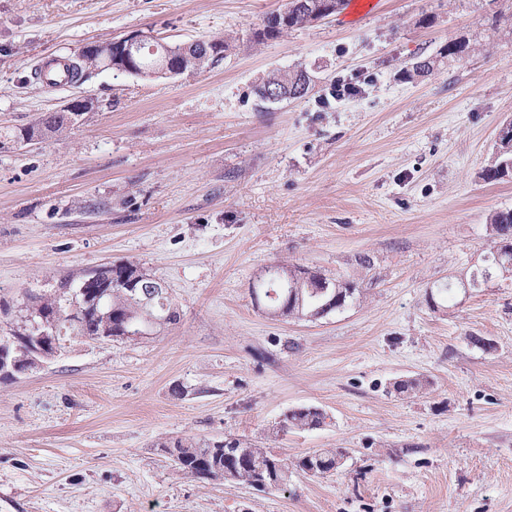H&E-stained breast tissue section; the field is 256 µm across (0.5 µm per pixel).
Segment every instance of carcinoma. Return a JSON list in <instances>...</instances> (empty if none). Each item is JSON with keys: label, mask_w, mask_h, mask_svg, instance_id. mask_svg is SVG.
<instances>
[{"label": "carcinoma", "mask_w": 512, "mask_h": 512, "mask_svg": "<svg viewBox=\"0 0 512 512\" xmlns=\"http://www.w3.org/2000/svg\"><path fill=\"white\" fill-rule=\"evenodd\" d=\"M326 0H288V15L255 32L259 41L276 39L283 32L304 27L317 21L316 6ZM492 27L499 37L512 39V15L496 11L492 15ZM156 51L145 46L128 53V60L137 68L144 70V76L155 77L164 58L169 62L182 56V47L155 45ZM229 50L226 41L213 42V53L191 63L187 69L194 70L223 57ZM472 44L466 40H452L440 53V58L448 63H457L470 56ZM104 62L95 54L74 58L68 64L72 80L78 82L92 70H102ZM78 123V119L68 112H56L38 119L24 131L26 139L42 137L48 133L61 134ZM512 159V148L503 150L498 163L488 168L485 178L497 181L512 173L508 160ZM490 225L494 235V246L475 266L469 281L472 284H485L493 274L502 270L512 272V210L496 211L491 215ZM136 269L131 263H119L93 271L96 281H107L111 287L98 292L75 293L70 298L60 296H33L27 306V319L12 331V336L23 337L34 334L33 323L41 318H51L62 328L71 318L72 309H85V319L76 335L92 340H102L107 336L112 340H134L130 331L137 326H148L149 331L160 327L158 319H166V324H175L180 315L168 296L167 289L153 290L152 297L146 298L141 288L128 286ZM358 288L351 282H338L320 272L303 266H279L274 278H269L265 270L255 276L251 295L256 305H264L274 316L319 319L344 307L348 299L355 296ZM427 381L422 378L400 379L393 383V390L399 395H412L424 388ZM325 424V416L311 411L310 407H299L286 415L280 430H313ZM162 451L173 458L183 475L221 483H235L248 487H257L263 481L269 488L281 489L288 485L293 472L301 471L312 476H325L338 470L344 452L339 449L315 451L298 458L289 464L272 451L240 438L223 439L177 438L159 443Z\"/></svg>", "instance_id": "cac0c4a2"}]
</instances>
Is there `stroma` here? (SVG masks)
<instances>
[{
    "label": "stroma",
    "mask_w": 512,
    "mask_h": 512,
    "mask_svg": "<svg viewBox=\"0 0 512 512\" xmlns=\"http://www.w3.org/2000/svg\"><path fill=\"white\" fill-rule=\"evenodd\" d=\"M476 2L376 0L258 42L287 0H0V301L124 261L180 311L135 341L62 332L54 360L0 381V512H512V279L430 302L512 209V179H485L512 120V41ZM132 31L230 48L168 79L34 78ZM460 36L465 63L403 78ZM300 68L305 98L257 107L263 78ZM339 80L358 94L334 99ZM77 96L79 125L16 139ZM276 264L361 295L318 320L269 316L251 288ZM407 377L428 385L396 394ZM302 406L325 425L274 434ZM230 434L345 460L257 491L183 476L158 447Z\"/></svg>",
    "instance_id": "obj_1"
}]
</instances>
